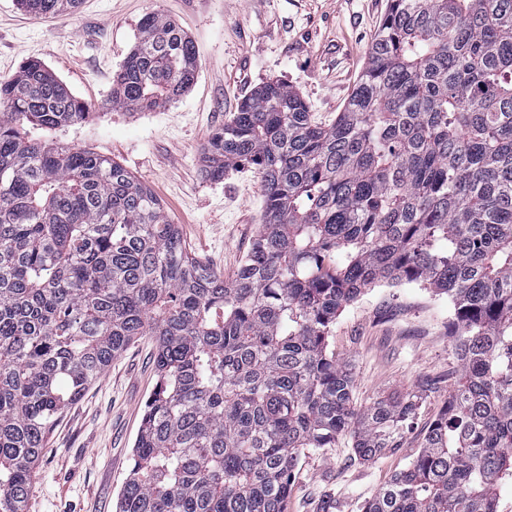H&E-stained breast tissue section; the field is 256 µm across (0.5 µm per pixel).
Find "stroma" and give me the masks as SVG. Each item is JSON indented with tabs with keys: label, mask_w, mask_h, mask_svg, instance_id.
<instances>
[{
	"label": "stroma",
	"mask_w": 512,
	"mask_h": 512,
	"mask_svg": "<svg viewBox=\"0 0 512 512\" xmlns=\"http://www.w3.org/2000/svg\"><path fill=\"white\" fill-rule=\"evenodd\" d=\"M387 0H83L75 12L35 17L0 0V79L41 60L93 117L62 142L119 163L149 186L193 253L232 277L262 222L253 170L202 179L201 147L239 101L270 79L290 82L316 121L343 111L366 65ZM157 12L191 37L199 54L194 86L164 108L109 107L112 75L142 18ZM446 296L416 285L367 290L337 317L330 349L354 374L356 405L424 385L428 391L399 448L356 459L350 437L306 451L295 469L288 512H361L390 475L419 454L459 364ZM155 384L150 337L132 343L45 437L29 512H115L132 448Z\"/></svg>",
	"instance_id": "obj_1"
}]
</instances>
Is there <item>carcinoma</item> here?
I'll return each instance as SVG.
<instances>
[{
	"instance_id": "1",
	"label": "carcinoma",
	"mask_w": 512,
	"mask_h": 512,
	"mask_svg": "<svg viewBox=\"0 0 512 512\" xmlns=\"http://www.w3.org/2000/svg\"><path fill=\"white\" fill-rule=\"evenodd\" d=\"M81 0H19L34 16ZM194 42L149 13L112 106L192 85ZM91 109L41 61L0 81V512H27L45 435L140 336L157 376L116 512H287L299 458L396 448L424 390L353 401L327 351L364 290L445 295L459 370L410 466L362 512H497L512 480V0H390L342 112L289 83L243 98L201 174L260 176L264 224L226 279L121 165L49 133ZM41 129L46 137H35Z\"/></svg>"
}]
</instances>
